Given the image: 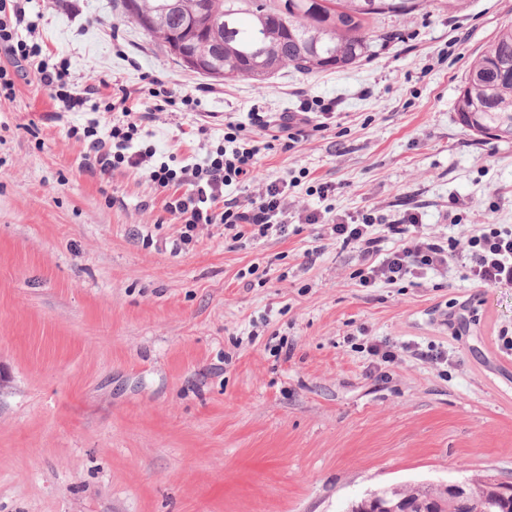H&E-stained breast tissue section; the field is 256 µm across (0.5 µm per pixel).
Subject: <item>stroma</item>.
<instances>
[{"label": "stroma", "mask_w": 512, "mask_h": 512, "mask_svg": "<svg viewBox=\"0 0 512 512\" xmlns=\"http://www.w3.org/2000/svg\"><path fill=\"white\" fill-rule=\"evenodd\" d=\"M23 39L110 98L156 78L182 105L134 140L176 164L224 140L254 107L333 115L291 151L262 153L256 181L297 179L290 212L375 218L416 213L447 238L512 225V139L456 120L471 57L512 0H469L383 17L394 32L367 61L265 87L180 66L119 0H30ZM0 512H344L389 487L438 489L480 475L512 483V288H479L455 264L361 287L355 248L289 224L262 240L183 228L144 174L82 171L68 134L105 111L51 119L53 102L0 48ZM331 185L327 197L318 184ZM392 351V361L380 354Z\"/></svg>", "instance_id": "stroma-1"}]
</instances>
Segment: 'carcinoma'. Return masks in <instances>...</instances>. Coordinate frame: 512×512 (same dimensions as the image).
<instances>
[{
    "label": "carcinoma",
    "instance_id": "obj_1",
    "mask_svg": "<svg viewBox=\"0 0 512 512\" xmlns=\"http://www.w3.org/2000/svg\"><path fill=\"white\" fill-rule=\"evenodd\" d=\"M432 3L452 12L466 7L467 0H138L136 14L129 11L128 0H122V8L166 49L171 34L194 22L201 25V32L190 33L189 43L210 58L214 72L199 75L266 82L290 65L312 74L365 61L382 40L374 27L377 19L406 15ZM142 11L158 19L159 26L145 27ZM500 66L512 69V24L499 28L469 62L454 112L477 135L511 139L512 84H497L488 77V70ZM403 492L437 499V512L450 507V499L432 487Z\"/></svg>",
    "mask_w": 512,
    "mask_h": 512
}]
</instances>
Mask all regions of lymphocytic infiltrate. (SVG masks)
<instances>
[{
  "label": "lymphocytic infiltrate",
  "mask_w": 512,
  "mask_h": 512,
  "mask_svg": "<svg viewBox=\"0 0 512 512\" xmlns=\"http://www.w3.org/2000/svg\"><path fill=\"white\" fill-rule=\"evenodd\" d=\"M26 2L0 0V45L12 55L21 73L35 75L51 91L63 111L83 108L91 100L93 88L72 90L68 64H49L40 43L30 44L20 38V29L31 26ZM135 95V90L118 85L107 106L116 115L108 135H100L93 121L83 127L82 137L88 143L83 164L86 172L105 173L119 167L147 172L151 181L168 192L166 212L189 233L204 225L220 224L225 234L237 241L246 236L263 238L273 228H285L287 180L271 181L244 204L225 198L224 191L232 185L255 181V164L262 151L276 144L287 152L305 138L310 104H302L300 111L277 116L256 109L245 124L225 121L223 146L208 152L200 162L174 168L168 162H156L155 146H134L139 125L145 119L129 105ZM249 124L263 128L267 141L245 137ZM372 226V218L367 215L358 224L336 223L330 227L331 236L357 246L361 266L356 276L362 287L369 288L380 281L394 283L418 270L444 268L453 262L464 265L480 287L512 288L511 224H474L460 236L442 242L421 232L416 216L411 214L390 225L398 243L387 252L381 247L382 237L373 234Z\"/></svg>",
  "instance_id": "lymphocytic-infiltrate-1"
}]
</instances>
